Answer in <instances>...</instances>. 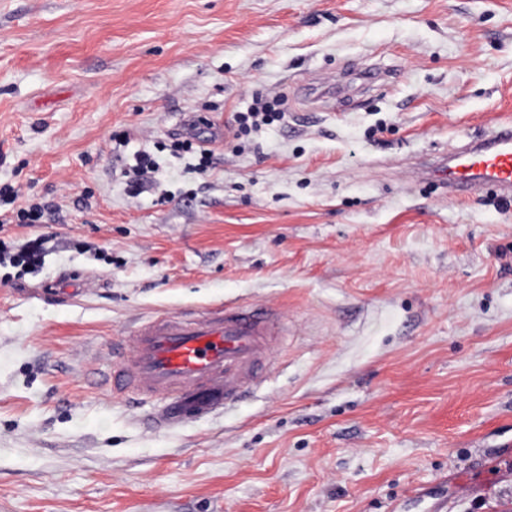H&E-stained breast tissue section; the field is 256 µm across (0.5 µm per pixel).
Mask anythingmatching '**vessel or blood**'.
<instances>
[{
	"mask_svg": "<svg viewBox=\"0 0 512 512\" xmlns=\"http://www.w3.org/2000/svg\"><path fill=\"white\" fill-rule=\"evenodd\" d=\"M443 179L453 195L493 186L512 197V126L450 156ZM277 334L271 313L252 306L150 319L112 345V393L153 400L158 430L208 417L258 382Z\"/></svg>",
	"mask_w": 512,
	"mask_h": 512,
	"instance_id": "obj_1",
	"label": "vessel or blood"
}]
</instances>
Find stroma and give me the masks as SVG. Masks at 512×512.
I'll list each match as a JSON object with an SVG mask.
<instances>
[{
  "label": "stroma",
  "mask_w": 512,
  "mask_h": 512,
  "mask_svg": "<svg viewBox=\"0 0 512 512\" xmlns=\"http://www.w3.org/2000/svg\"><path fill=\"white\" fill-rule=\"evenodd\" d=\"M510 118L512 0H0V246L47 239L0 262V512H512V202L427 173ZM239 305L282 334L223 412L109 394L112 340ZM278 101L260 103L253 112L240 113L238 116V130L235 136L238 137L242 133H247L251 128L257 129L261 124L272 123L278 121L284 116V112L277 109ZM250 122V123H249ZM193 138L191 136H184L180 134H172L170 135V145H164L165 147L169 146L170 150L174 154L180 153H194L198 158V163L195 165V168L198 173L205 174L208 172L212 165L213 153L212 150L205 147L203 145H195L193 143ZM135 165L132 166L134 180L131 182V188L134 191L140 182L154 177L159 169V165L154 156L147 152L141 151L135 154Z\"/></svg>",
  "instance_id": "stroma-1"
}]
</instances>
